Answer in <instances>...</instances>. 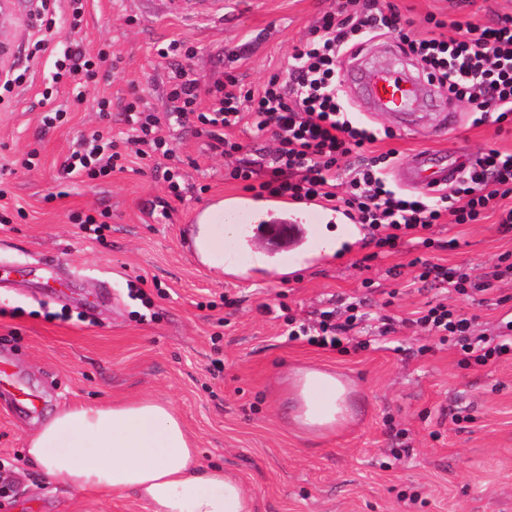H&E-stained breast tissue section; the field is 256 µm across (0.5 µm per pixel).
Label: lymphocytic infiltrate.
Returning a JSON list of instances; mask_svg holds the SVG:
<instances>
[{"label":"lymphocytic infiltrate","instance_id":"f902f5d3","mask_svg":"<svg viewBox=\"0 0 512 512\" xmlns=\"http://www.w3.org/2000/svg\"><path fill=\"white\" fill-rule=\"evenodd\" d=\"M397 33L402 53L417 61L427 80L447 88L449 99L468 104L475 124L512 120V16L488 25L447 23L428 15L425 30L414 34L392 0H347L345 8L325 12L309 38L295 47L286 76H273L244 91L234 79L202 86L194 73L178 63L180 40L158 48L170 60V106L157 116L129 102L123 109L127 132L117 141L104 131L78 140L64 167L67 174L104 177L119 167L123 156L145 160L171 157L168 129L197 117L213 152L227 163L224 178L262 197L305 204L321 200L344 212L350 223L374 230L380 252H394L411 231L428 230L452 216L457 224H477L497 215L502 232H512V154L488 149L466 166L458 184L436 197L411 198L390 187L388 178L397 156L388 150L373 156L375 130L350 112L344 97L338 58L382 34ZM54 81L82 87L96 81L98 65L80 42H73L53 60ZM212 96L209 111H198L201 94ZM269 135L271 146L240 157L241 146L231 132L241 123ZM414 282L443 286L466 297L487 291L492 281L512 280V253L499 256L490 279L416 257L410 262ZM367 299L324 311L315 327L289 330V338L305 336L309 344L335 348L340 332L363 324ZM440 344L456 349L461 364L484 366L512 357V317L502 318L494 335L477 334L476 315L444 303L419 311L414 320Z\"/></svg>","mask_w":512,"mask_h":512}]
</instances>
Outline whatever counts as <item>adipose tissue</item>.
I'll use <instances>...</instances> for the list:
<instances>
[{
	"mask_svg": "<svg viewBox=\"0 0 512 512\" xmlns=\"http://www.w3.org/2000/svg\"><path fill=\"white\" fill-rule=\"evenodd\" d=\"M233 220L198 224V262L224 275L225 240L236 238ZM347 388L335 374L308 369L291 389L292 420L319 435L349 415ZM27 458L51 481L109 497L128 494L149 512H252V497L223 466H201L199 450L170 402L128 398L66 406L29 437Z\"/></svg>",
	"mask_w": 512,
	"mask_h": 512,
	"instance_id": "ef3b65f1",
	"label": "adipose tissue"
}]
</instances>
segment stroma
Wrapping results in <instances>:
<instances>
[{"instance_id":"obj_1","label":"stroma","mask_w":512,"mask_h":512,"mask_svg":"<svg viewBox=\"0 0 512 512\" xmlns=\"http://www.w3.org/2000/svg\"><path fill=\"white\" fill-rule=\"evenodd\" d=\"M418 21L489 23L512 15V0H394ZM336 0H224L237 12L227 28L189 0L183 18L164 0H87L79 37L106 52L97 84L77 90L52 84L50 61L70 41L67 0L57 2V28L25 81L0 103V512H146L133 496L80 495L48 481L25 457L29 434L62 407L128 397L170 402L199 450L200 465L223 464L254 498V512H512V360L459 365L458 354L415 328L357 349L309 345L288 337V320L314 321L336 296L362 294L371 280L373 316H410L427 302L478 315L492 328L506 312L499 296L475 302L411 285L416 242L375 256L368 227L328 263L286 276L254 268L250 242H228L225 260L239 276L216 279L183 243L193 212L218 196L242 195L224 179V158L211 152L195 123L174 129L181 196L163 178L171 160L128 165L96 180L67 175L73 143L100 125L98 101H108L114 137L127 127L121 106L138 90L155 113L168 105L167 68L159 44L184 41L182 62L204 82L236 77L255 84L283 72L295 45ZM243 45L241 57L229 47ZM401 51L387 33L343 55L341 71L387 69ZM65 116L47 128L41 98ZM356 117L393 138L375 152L451 153L469 163L487 148L512 153V123L474 125V116L442 89L417 105L420 123L374 108L357 84L345 85ZM103 223L101 239L86 237L77 217ZM433 261L480 274L512 252V233L493 220L435 228ZM457 239L449 249V239ZM369 265H362V258ZM319 367L350 384L351 418L328 435L297 428L287 390L295 369ZM34 398L26 404L21 391ZM467 419L454 423L453 413Z\"/></svg>"}]
</instances>
